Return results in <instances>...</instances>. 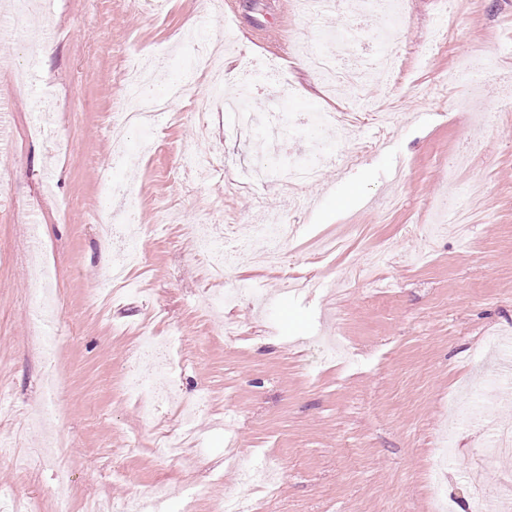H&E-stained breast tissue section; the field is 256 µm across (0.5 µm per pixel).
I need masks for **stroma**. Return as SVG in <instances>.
<instances>
[{"mask_svg":"<svg viewBox=\"0 0 512 512\" xmlns=\"http://www.w3.org/2000/svg\"><path fill=\"white\" fill-rule=\"evenodd\" d=\"M231 3L235 16L226 20L207 0H53L30 19L31 32L52 29L49 47L22 35L11 47L13 66L0 68V102L11 106V149L0 153V385L9 392L0 439L16 443L13 457H0V493L13 497L15 512H59L54 470L40 461L45 434L27 419L50 407L72 474L69 512H81L89 496L117 510L158 482L169 486L168 512L185 508L189 483L209 489L196 512H209L231 489L260 512H431L436 472L466 504L470 466L494 428L512 424V397L487 407L476 425L448 418L449 401L470 400L497 362L487 338L512 345V113L500 103L512 85V0H457L452 35L439 43L448 0H402L400 88L377 81L370 89L395 122L360 116L338 146L342 161L293 194L282 178L321 132L303 125L296 141L270 143L278 163L268 181L255 192L240 187L238 175L254 161L252 132L239 129L230 110L195 119L193 102L209 83L200 59L223 53L224 75L248 89L242 111L300 114L316 103L331 110L336 99L298 65V50L323 47L326 29L344 17L313 20L292 2L283 19L279 0ZM270 42L286 66L281 82L258 65ZM476 51L486 58L483 73L455 80L461 58ZM33 55L37 85L20 87L13 67ZM141 58L158 59L165 73L156 94L175 80L187 95L151 130L126 128L125 149L139 158L127 167L115 162L110 129L128 94L124 76ZM43 111L68 139L67 152L32 135ZM150 131L168 141L165 153H143ZM201 138L226 179L167 180L183 147ZM366 140L375 147L364 152ZM464 151L470 174L449 185L448 166ZM106 170L134 186L143 232L133 292L104 305L94 290L108 273L99 233ZM475 195L485 212L468 236L450 222L432 237L405 236L407 225L436 222L434 205L456 207ZM238 220L299 225L285 265L261 268L240 252L229 256L223 278H211L194 230ZM352 224L359 231L344 250H312L314 238ZM376 250L385 257L372 269ZM43 265L55 270L51 287L64 304L49 326L25 304ZM287 276L307 288L283 292ZM228 288L239 290V302L211 314ZM228 323L240 325L239 337L225 338ZM143 324L180 340L168 399L152 425L124 392L126 371L151 372L136 357ZM328 331L355 347L354 362L320 361L314 345ZM46 336L58 340V361L44 355ZM55 368L63 384L51 398L43 380ZM201 389L209 402L195 422L196 445L183 460L168 459L162 448L180 431L178 406ZM450 433L457 450L447 458L439 445ZM229 444L240 452L239 469L224 467ZM261 459L283 467L271 501L243 482Z\"/></svg>","mask_w":512,"mask_h":512,"instance_id":"stroma-1","label":"stroma"}]
</instances>
